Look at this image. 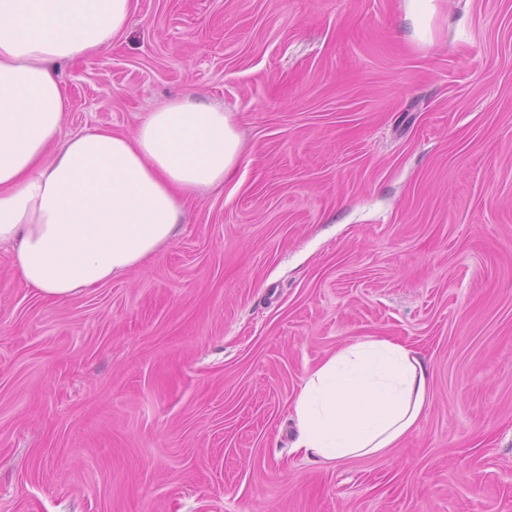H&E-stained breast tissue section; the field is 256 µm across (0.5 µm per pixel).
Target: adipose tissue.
Segmentation results:
<instances>
[{
    "mask_svg": "<svg viewBox=\"0 0 512 512\" xmlns=\"http://www.w3.org/2000/svg\"><path fill=\"white\" fill-rule=\"evenodd\" d=\"M133 0H0V242L23 282L68 300L143 264L173 238L196 194L243 158L229 114L186 95L133 133L63 136L53 66L110 45ZM431 401V371L408 343L346 341L307 370L292 403L306 458L337 462L398 447Z\"/></svg>",
    "mask_w": 512,
    "mask_h": 512,
    "instance_id": "adipose-tissue-1",
    "label": "adipose tissue"
}]
</instances>
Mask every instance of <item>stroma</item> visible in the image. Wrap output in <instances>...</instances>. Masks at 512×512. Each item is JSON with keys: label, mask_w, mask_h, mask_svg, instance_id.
Instances as JSON below:
<instances>
[{"label": "stroma", "mask_w": 512, "mask_h": 512, "mask_svg": "<svg viewBox=\"0 0 512 512\" xmlns=\"http://www.w3.org/2000/svg\"><path fill=\"white\" fill-rule=\"evenodd\" d=\"M134 0L61 63L63 132L193 93L244 158L150 260L64 302L0 244V512H512V0ZM408 342L399 447L293 452L307 367Z\"/></svg>", "instance_id": "35a3bbf8"}]
</instances>
